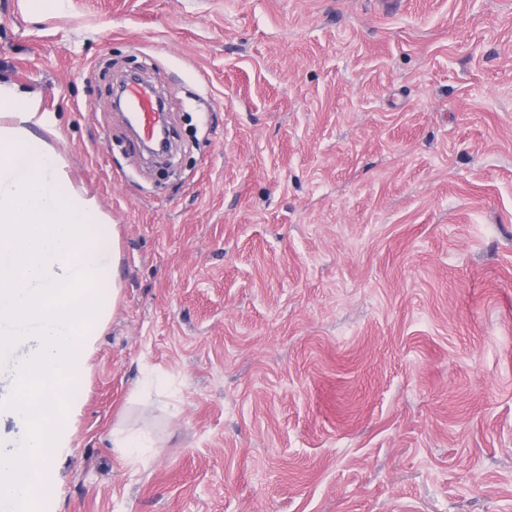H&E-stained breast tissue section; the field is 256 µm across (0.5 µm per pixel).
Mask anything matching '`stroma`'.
I'll return each mask as SVG.
<instances>
[{
    "label": "stroma",
    "instance_id": "1",
    "mask_svg": "<svg viewBox=\"0 0 512 512\" xmlns=\"http://www.w3.org/2000/svg\"><path fill=\"white\" fill-rule=\"evenodd\" d=\"M0 82L120 254L43 512H512V0H0ZM127 96L135 112H138V122L146 139L153 137L156 130V112L151 94L139 84H130L126 89Z\"/></svg>",
    "mask_w": 512,
    "mask_h": 512
}]
</instances>
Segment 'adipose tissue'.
I'll list each match as a JSON object with an SVG mask.
<instances>
[{
	"label": "adipose tissue",
	"mask_w": 512,
	"mask_h": 512,
	"mask_svg": "<svg viewBox=\"0 0 512 512\" xmlns=\"http://www.w3.org/2000/svg\"><path fill=\"white\" fill-rule=\"evenodd\" d=\"M51 121L39 98L0 84V362L35 339L16 366L5 409L26 431L0 453V504L38 512L36 489L70 425L68 400L88 341L104 318L102 289L116 286L108 253L93 233L107 223L95 198L75 189L42 131Z\"/></svg>",
	"instance_id": "1"
}]
</instances>
